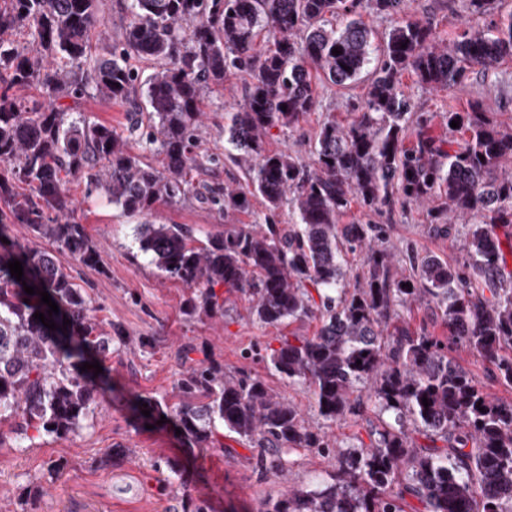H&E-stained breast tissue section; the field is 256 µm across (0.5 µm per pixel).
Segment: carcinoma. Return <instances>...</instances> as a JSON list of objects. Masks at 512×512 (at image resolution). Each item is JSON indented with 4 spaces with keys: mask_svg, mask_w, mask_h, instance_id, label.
<instances>
[{
    "mask_svg": "<svg viewBox=\"0 0 512 512\" xmlns=\"http://www.w3.org/2000/svg\"><path fill=\"white\" fill-rule=\"evenodd\" d=\"M102 4L0 0V199L9 209L0 221V422L19 417L24 436L32 429L62 437L101 396L81 365L88 353L112 352L113 338L69 264L101 262L74 218V178L144 216L190 194L225 211L259 195L270 212L264 224H226L202 246L186 224H144L140 249L191 290L188 317H222L224 295L240 293L261 324L317 322L311 336L279 337L262 357L267 370L307 387L325 422L371 407L379 423L339 445L260 375L226 373L191 358L195 348L186 345L173 415L184 443L205 446L221 424L259 449L261 468L284 448L332 460L329 480L268 499L259 512H405L408 496L427 512H512V400L487 392L448 354L450 343L468 351L512 389V126L474 102L442 115L447 126L459 122L461 139L437 136L400 83L411 71L431 90L458 86L476 67L512 60V13L448 43L428 21H398L364 103L346 125L322 123L307 167L265 148L271 129L290 130L313 110L316 79L345 86L371 63L359 10L399 16L404 0H118L128 23L96 56L91 37L104 25ZM340 16L345 22L334 25ZM262 31L266 47L257 42ZM132 57L154 63L144 89ZM231 69L250 74L244 103L224 126L228 157L248 175L239 190L191 178L202 166L203 93ZM16 86L37 87L41 99L15 97ZM89 88L104 103L130 105L127 133L68 118L61 100ZM133 136L160 167L133 151ZM354 199L375 213L396 201L432 204L431 231L456 257L412 246L393 253L384 225L343 223ZM285 202L288 226L275 221ZM11 224L28 228L27 245L10 240ZM356 252L364 263L350 286L346 256ZM13 260L22 262L20 281L7 267ZM42 291L58 305L53 321L71 320L69 340L34 317L48 314ZM415 305L441 319L448 335L425 324L411 329L404 312ZM413 430L428 443L417 444Z\"/></svg>",
    "mask_w": 512,
    "mask_h": 512,
    "instance_id": "1",
    "label": "carcinoma"
}]
</instances>
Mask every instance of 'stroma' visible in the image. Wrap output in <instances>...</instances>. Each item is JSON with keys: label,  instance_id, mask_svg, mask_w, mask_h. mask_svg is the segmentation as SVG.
Wrapping results in <instances>:
<instances>
[{"label": "stroma", "instance_id": "35a3bbf8", "mask_svg": "<svg viewBox=\"0 0 512 512\" xmlns=\"http://www.w3.org/2000/svg\"><path fill=\"white\" fill-rule=\"evenodd\" d=\"M511 12L512 0H497L489 16L469 14L462 0H406L405 6L406 17L431 22L445 39ZM369 78L365 71L346 87L318 82L315 109L292 130L273 128L269 149L310 162L325 113L346 121L354 106L363 102ZM249 81L247 73L233 72L225 77L223 88L206 91L200 150L213 162L192 172L194 183L221 188L246 185L244 171L227 157L224 125L242 103ZM401 87L416 112L439 114L451 107L461 111L477 99L499 122L512 124V60L473 69L462 86L435 91L416 84L407 71ZM74 115L120 131L129 126L125 103L105 104L90 92L77 99ZM71 192L76 199L74 216L84 224L103 259L102 267L78 265L74 274L91 295L98 320L120 328L131 341L113 343L111 354L102 360L110 387L75 432L24 439L15 425L0 424V512H185L186 504L196 500L205 501L208 512H258L267 499L326 479L331 463L316 452L286 450L279 462L261 473L255 468L257 449L224 427H217L209 447L189 448L177 435L173 420H162L155 411L143 415L145 404L154 399L171 409L178 405L175 386L186 369L179 352L188 344L225 371L246 369L265 375L282 398L302 410L308 411L310 403L303 386L269 374L264 362L250 355L255 348L276 345L278 337L288 334V326L252 322L247 316L248 301L240 294L226 300L223 316H184L181 308L190 291L141 251V216L124 213L104 195H86L83 180L73 181ZM267 213L258 196L229 214L190 196L176 206L158 207L155 221L189 225L202 239L228 224L264 223ZM349 215L386 225L392 249L410 244L445 260L454 256L448 241L431 233L428 206L409 204L369 215L355 203ZM109 448L126 449L129 455L117 465L100 467L98 460ZM58 461L63 469L49 474V466ZM35 487L40 493L29 499Z\"/></svg>", "mask_w": 512, "mask_h": 512}]
</instances>
